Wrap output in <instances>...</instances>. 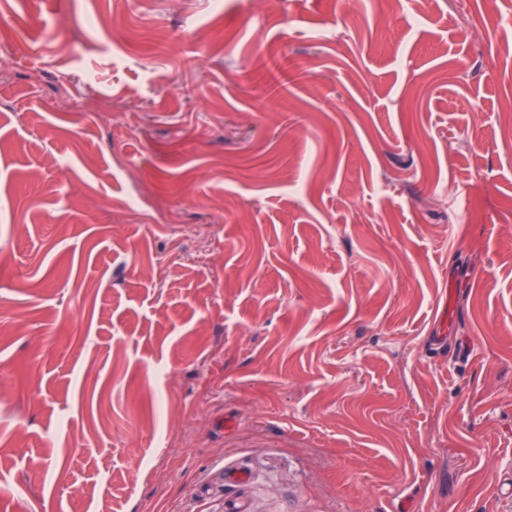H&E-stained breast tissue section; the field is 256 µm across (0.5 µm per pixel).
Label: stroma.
<instances>
[{"instance_id":"obj_1","label":"stroma","mask_w":512,"mask_h":512,"mask_svg":"<svg viewBox=\"0 0 512 512\" xmlns=\"http://www.w3.org/2000/svg\"><path fill=\"white\" fill-rule=\"evenodd\" d=\"M481 9L0 0V512H512Z\"/></svg>"}]
</instances>
